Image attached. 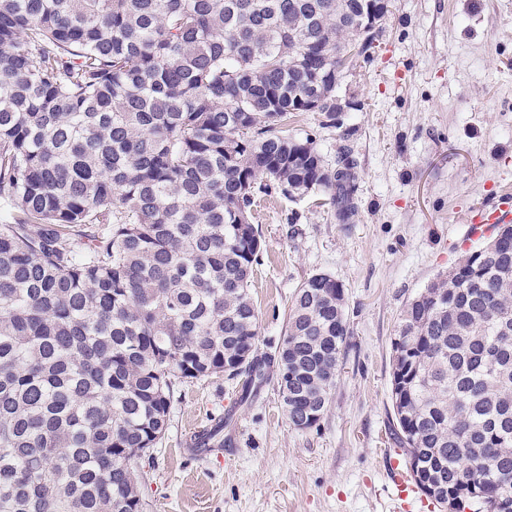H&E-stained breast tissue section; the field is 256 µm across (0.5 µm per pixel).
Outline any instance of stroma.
Instances as JSON below:
<instances>
[{
	"label": "stroma",
	"instance_id": "obj_1",
	"mask_svg": "<svg viewBox=\"0 0 512 512\" xmlns=\"http://www.w3.org/2000/svg\"><path fill=\"white\" fill-rule=\"evenodd\" d=\"M337 94L358 161V212L279 195L253 222L262 258L252 294L259 348L279 343L292 296L327 273L344 286L349 346L321 420L294 429L276 380L249 401L224 376L180 383L165 434L139 471L146 512H391L389 458H401L391 342L404 305L471 248L463 217L512 189V0H391L381 32ZM317 112L290 119L335 160L338 132ZM297 223H287L291 212ZM224 421V444L191 452Z\"/></svg>",
	"mask_w": 512,
	"mask_h": 512
}]
</instances>
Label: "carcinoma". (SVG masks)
<instances>
[{"label":"carcinoma","instance_id":"obj_1","mask_svg":"<svg viewBox=\"0 0 512 512\" xmlns=\"http://www.w3.org/2000/svg\"><path fill=\"white\" fill-rule=\"evenodd\" d=\"M367 0H0V512H144L174 386L276 373L309 429L350 335L344 287L296 289L259 353L258 199L357 212L336 79ZM334 164L282 126L310 100ZM403 308L392 408L418 489L512 512V225Z\"/></svg>","mask_w":512,"mask_h":512}]
</instances>
